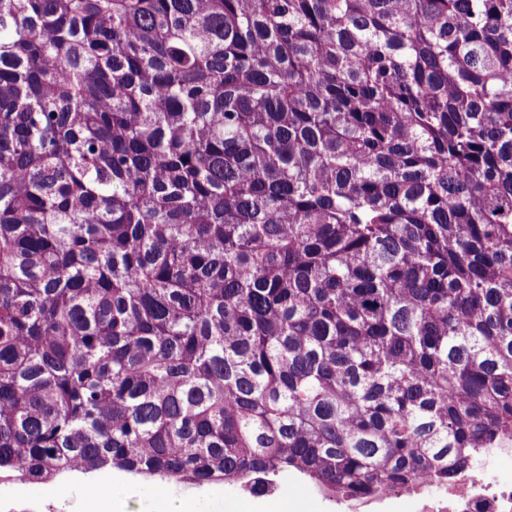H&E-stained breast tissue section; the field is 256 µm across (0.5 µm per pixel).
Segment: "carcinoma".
<instances>
[{"mask_svg": "<svg viewBox=\"0 0 512 512\" xmlns=\"http://www.w3.org/2000/svg\"><path fill=\"white\" fill-rule=\"evenodd\" d=\"M507 442L512 0H0L1 481Z\"/></svg>", "mask_w": 512, "mask_h": 512, "instance_id": "obj_1", "label": "carcinoma"}]
</instances>
